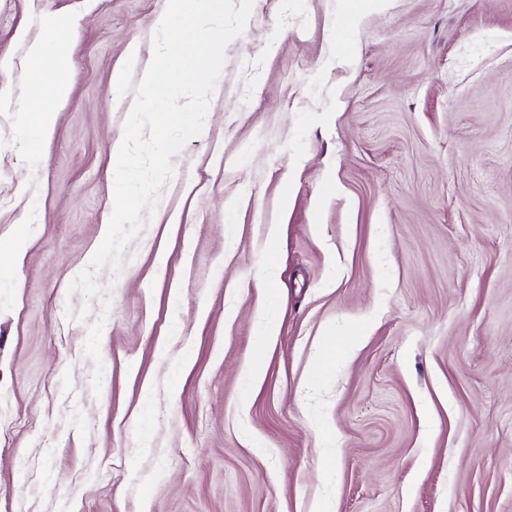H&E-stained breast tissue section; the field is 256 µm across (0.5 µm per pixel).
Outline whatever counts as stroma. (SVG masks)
I'll list each match as a JSON object with an SVG mask.
<instances>
[{
  "label": "stroma",
  "mask_w": 512,
  "mask_h": 512,
  "mask_svg": "<svg viewBox=\"0 0 512 512\" xmlns=\"http://www.w3.org/2000/svg\"><path fill=\"white\" fill-rule=\"evenodd\" d=\"M166 8L0 0L18 104L79 21L51 137L0 112V512H512V0H253L88 300L140 84L112 72ZM46 38L31 42L27 50V63L32 74L40 79L41 65L50 62L56 71L57 78L46 85L45 93L41 95L43 102L36 103L25 112H37L36 122L28 141H42L48 138L56 124L57 114L69 96V87L64 77L67 68L66 50L71 39L77 34L76 19L51 17L46 20Z\"/></svg>",
  "instance_id": "1"
}]
</instances>
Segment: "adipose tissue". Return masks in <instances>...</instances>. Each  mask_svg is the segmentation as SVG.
<instances>
[{
    "label": "adipose tissue",
    "instance_id": "ef3b65f1",
    "mask_svg": "<svg viewBox=\"0 0 512 512\" xmlns=\"http://www.w3.org/2000/svg\"><path fill=\"white\" fill-rule=\"evenodd\" d=\"M45 38L33 41L27 50V63L33 75H40L43 63H51L57 77L47 85L42 100L33 107L37 119L32 127L31 137L35 140L48 138L56 124L57 114L69 96V87L64 79L67 68L66 50L78 31L74 19L52 17L46 20Z\"/></svg>",
    "mask_w": 512,
    "mask_h": 512
}]
</instances>
